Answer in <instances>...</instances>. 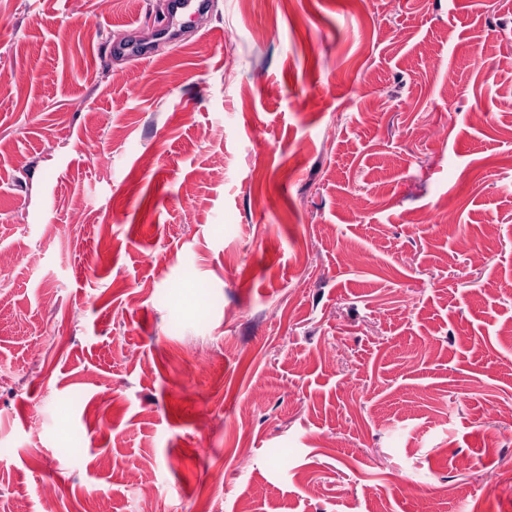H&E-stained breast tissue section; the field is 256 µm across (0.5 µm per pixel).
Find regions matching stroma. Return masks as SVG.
<instances>
[{
	"label": "stroma",
	"mask_w": 512,
	"mask_h": 512,
	"mask_svg": "<svg viewBox=\"0 0 512 512\" xmlns=\"http://www.w3.org/2000/svg\"><path fill=\"white\" fill-rule=\"evenodd\" d=\"M162 11L0 0V499L512 512V0ZM207 7L206 0H168L165 2V9L168 15V22L163 28L165 38L174 39L179 32V25L182 18L186 16L200 15Z\"/></svg>",
	"instance_id": "stroma-1"
}]
</instances>
